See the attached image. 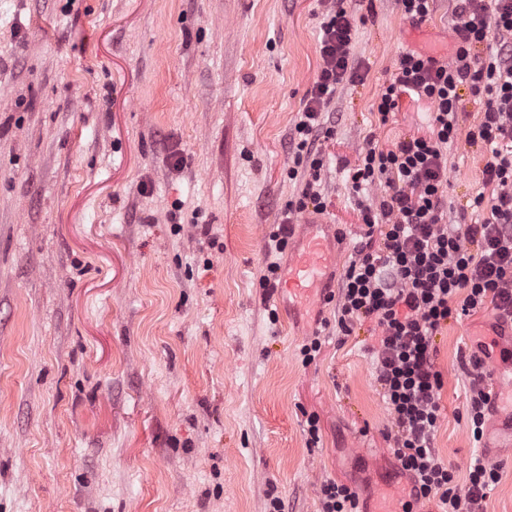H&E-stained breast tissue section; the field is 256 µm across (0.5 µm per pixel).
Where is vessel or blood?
<instances>
[{
  "label": "vessel or blood",
  "mask_w": 512,
  "mask_h": 512,
  "mask_svg": "<svg viewBox=\"0 0 512 512\" xmlns=\"http://www.w3.org/2000/svg\"><path fill=\"white\" fill-rule=\"evenodd\" d=\"M289 247L291 260L287 275L278 285L280 294L313 304L325 301L326 272L336 260L330 240L329 222L309 216L302 217ZM500 336L507 355L505 359L496 362L493 370L496 391L491 410L495 417L504 420L505 425L497 434L495 444L487 445L485 449L484 458L491 464L498 462L500 449L512 447V324L501 330Z\"/></svg>",
  "instance_id": "b4317fda"
}]
</instances>
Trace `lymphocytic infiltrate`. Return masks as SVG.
<instances>
[{"instance_id": "f902f5d3", "label": "lymphocytic infiltrate", "mask_w": 512, "mask_h": 512, "mask_svg": "<svg viewBox=\"0 0 512 512\" xmlns=\"http://www.w3.org/2000/svg\"><path fill=\"white\" fill-rule=\"evenodd\" d=\"M457 46L452 62L415 51L400 54L396 72L378 94L381 119L398 111L402 96L427 101L431 133L395 148L368 147L349 168L347 183L357 197L364 232L340 286L337 324L351 332L371 321L378 336L371 352L376 381L395 429L392 454L411 488L405 512L436 499L439 512H484L500 469L477 458L465 483L434 448L441 416L443 379L435 366L434 338L451 318L489 308L512 311V0H452ZM319 64L309 97L290 137L294 165L289 179L302 180L269 234L276 251L288 244L299 214L324 211L319 190L323 141L334 130L324 114L338 89L355 81L350 64L355 26L341 0H328L319 24ZM482 99L478 124L460 134L457 114L463 93ZM465 136L481 145L483 193L471 208L477 222L448 225V146ZM380 185L385 196L370 203L366 192ZM487 346L461 361L470 375L467 418L473 443H481L494 394L485 372Z\"/></svg>"}]
</instances>
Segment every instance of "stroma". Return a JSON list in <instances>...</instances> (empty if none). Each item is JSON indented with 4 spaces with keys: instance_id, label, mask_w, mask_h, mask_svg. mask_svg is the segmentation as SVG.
Returning a JSON list of instances; mask_svg holds the SVG:
<instances>
[{
    "instance_id": "obj_1",
    "label": "stroma",
    "mask_w": 512,
    "mask_h": 512,
    "mask_svg": "<svg viewBox=\"0 0 512 512\" xmlns=\"http://www.w3.org/2000/svg\"><path fill=\"white\" fill-rule=\"evenodd\" d=\"M358 82L325 120V218L362 232L346 182L368 145L430 132L427 102L375 101L413 50L452 59L451 4L414 27L395 0H345ZM320 0H0V512H319L320 487L400 512L371 322L335 303L288 310L262 287L268 235L301 189L290 135L319 64ZM448 150V221L474 222L487 155ZM185 162L173 168L171 151ZM490 310L435 338L434 445L478 455L458 351L490 343ZM320 334L321 352L300 348ZM320 441L310 444L308 416Z\"/></svg>"
}]
</instances>
